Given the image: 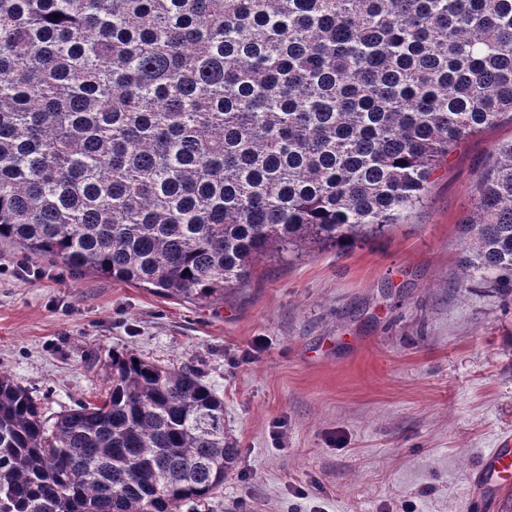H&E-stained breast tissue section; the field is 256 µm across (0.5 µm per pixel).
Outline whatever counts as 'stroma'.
Returning a JSON list of instances; mask_svg holds the SVG:
<instances>
[{
  "instance_id": "35a3bbf8",
  "label": "stroma",
  "mask_w": 512,
  "mask_h": 512,
  "mask_svg": "<svg viewBox=\"0 0 512 512\" xmlns=\"http://www.w3.org/2000/svg\"><path fill=\"white\" fill-rule=\"evenodd\" d=\"M510 140L506 120L460 143L407 223L270 252L214 304L49 259L21 273L1 242L0 369L52 420L100 397L113 352L195 368L239 450L198 512H465L484 452L512 437V306L456 290L459 224Z\"/></svg>"
}]
</instances>
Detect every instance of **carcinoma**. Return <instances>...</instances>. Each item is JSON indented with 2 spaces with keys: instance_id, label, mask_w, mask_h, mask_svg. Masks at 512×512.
<instances>
[{
  "instance_id": "1",
  "label": "carcinoma",
  "mask_w": 512,
  "mask_h": 512,
  "mask_svg": "<svg viewBox=\"0 0 512 512\" xmlns=\"http://www.w3.org/2000/svg\"><path fill=\"white\" fill-rule=\"evenodd\" d=\"M512 121V0H0V240L214 303L271 250L344 251ZM459 226V290L512 301V140ZM53 423L0 373V512H181L236 463L192 368L112 355Z\"/></svg>"
}]
</instances>
